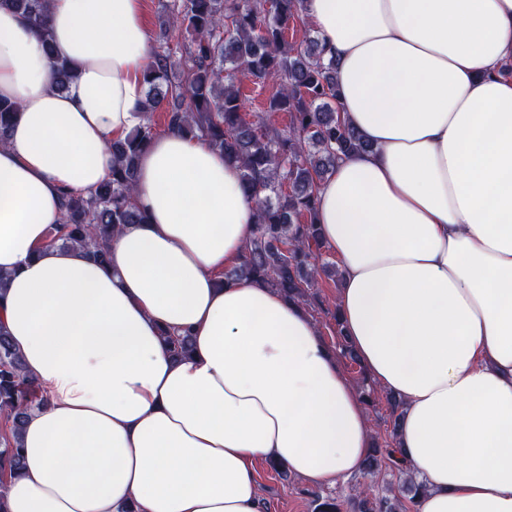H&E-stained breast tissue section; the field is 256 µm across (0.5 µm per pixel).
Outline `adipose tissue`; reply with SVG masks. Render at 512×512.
I'll return each mask as SVG.
<instances>
[{
	"label": "adipose tissue",
	"mask_w": 512,
	"mask_h": 512,
	"mask_svg": "<svg viewBox=\"0 0 512 512\" xmlns=\"http://www.w3.org/2000/svg\"><path fill=\"white\" fill-rule=\"evenodd\" d=\"M336 59L343 120L370 145L318 185L336 312L402 404L412 512H512V0H305ZM52 45L0 6V324L44 402L21 432L8 512H262L255 468L358 475L360 393L303 302L225 282L256 227L238 164L157 134L146 215L94 264L47 242L64 193L95 189L142 121L145 0H50ZM75 77L57 90L53 60ZM190 332L174 360L166 336Z\"/></svg>",
	"instance_id": "ef3b65f1"
}]
</instances>
